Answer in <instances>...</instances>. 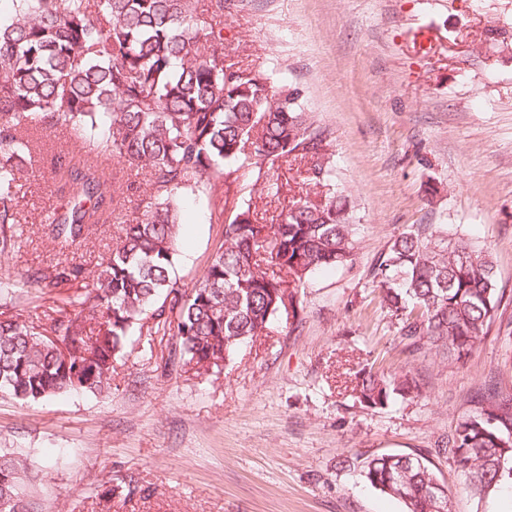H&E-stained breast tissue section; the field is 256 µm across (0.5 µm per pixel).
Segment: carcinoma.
<instances>
[{
	"instance_id": "cac0c4a2",
	"label": "carcinoma",
	"mask_w": 512,
	"mask_h": 512,
	"mask_svg": "<svg viewBox=\"0 0 512 512\" xmlns=\"http://www.w3.org/2000/svg\"><path fill=\"white\" fill-rule=\"evenodd\" d=\"M0 16V251L20 237L16 200L33 165L38 131L81 139L101 131L97 156L52 163L63 204L49 218L62 248L85 241L112 217V181L98 159H117L144 176L149 201L121 225L112 251L90 269L69 255L18 279L0 275V392L23 402L111 389L114 362L134 336L168 337L164 365L198 376L222 369L234 349L263 335L285 312L302 321L297 297L311 273L352 260L355 224L336 188L327 136L310 122L295 92L283 94L263 65L224 64V12L234 0H11ZM310 163L316 196L287 202L276 223L258 219L253 200L224 202V243L191 288L171 276L179 251L182 192L204 177L231 178L252 166L274 197L275 177L293 159ZM430 225L397 236L373 270L372 284L398 320L410 352L436 348L451 362L484 342L500 303L489 248L454 241ZM32 288L50 303L36 319L16 306ZM66 297L59 299L62 289ZM406 374L355 372L353 393L384 407L412 389ZM512 391L494 385L476 397L448 440L464 489L488 496L512 482ZM369 483L406 512H450L429 461L383 453L358 462ZM21 452H0V512H26Z\"/></svg>"
}]
</instances>
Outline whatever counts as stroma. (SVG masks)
I'll return each instance as SVG.
<instances>
[{
	"label": "stroma",
	"instance_id": "obj_1",
	"mask_svg": "<svg viewBox=\"0 0 512 512\" xmlns=\"http://www.w3.org/2000/svg\"><path fill=\"white\" fill-rule=\"evenodd\" d=\"M224 51L273 67L325 132L357 224L354 259L306 279L302 322L280 315L213 375L160 369L164 345L136 337L110 393L0 395V449L29 455L27 512H404L354 464L385 452L425 457L451 512H512V487L463 492L441 450L488 378L512 389V0H235ZM81 147L50 138L28 170L18 210L30 222L0 271L20 278L53 260L50 159ZM109 173L117 226L149 191L121 164ZM223 208V180L185 191L179 284L222 243ZM416 224L494 252L502 300L465 362L408 353L373 290L376 260ZM365 365L417 388L364 407L352 380Z\"/></svg>",
	"mask_w": 512,
	"mask_h": 512
}]
</instances>
